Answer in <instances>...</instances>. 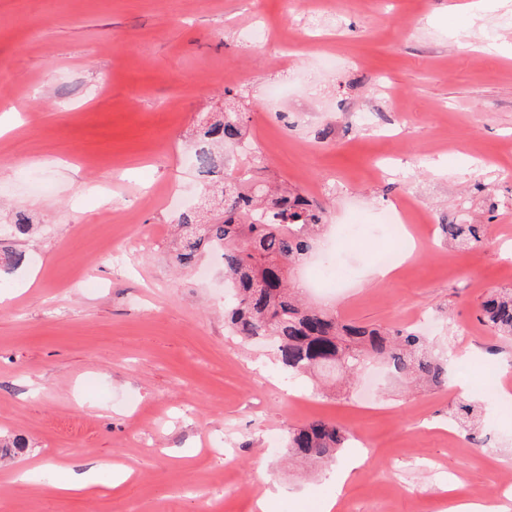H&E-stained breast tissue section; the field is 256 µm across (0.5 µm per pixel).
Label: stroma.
<instances>
[{
    "mask_svg": "<svg viewBox=\"0 0 512 512\" xmlns=\"http://www.w3.org/2000/svg\"><path fill=\"white\" fill-rule=\"evenodd\" d=\"M0 0V236L17 214L22 265L0 278V512H448L451 477L490 503L512 493V407L484 398L485 370L512 388V341L478 319L512 288V0ZM305 33L276 57L245 28ZM284 87L282 101L270 86ZM235 96L263 178L317 196L348 246L323 233L341 287L315 294L345 320L414 327L454 367L423 390L374 363L341 396L287 380L265 342L224 327L219 254L170 263L172 221L202 181L188 160L199 121ZM373 111L381 123H355ZM428 244L394 278L367 275L401 233L383 221L404 195ZM481 224L480 245L442 224ZM465 369H458V360ZM466 383L496 428L449 439ZM354 437L335 461L288 465L289 429L313 419ZM362 463L338 485L351 455ZM110 459L125 483L93 497L54 493L56 464ZM16 466L24 484L7 482Z\"/></svg>",
    "mask_w": 512,
    "mask_h": 512,
    "instance_id": "obj_1",
    "label": "stroma"
}]
</instances>
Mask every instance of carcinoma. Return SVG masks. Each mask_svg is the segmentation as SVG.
I'll use <instances>...</instances> for the list:
<instances>
[{
  "label": "carcinoma",
  "mask_w": 512,
  "mask_h": 512,
  "mask_svg": "<svg viewBox=\"0 0 512 512\" xmlns=\"http://www.w3.org/2000/svg\"><path fill=\"white\" fill-rule=\"evenodd\" d=\"M243 138L240 112H222L206 121L193 145L195 167L206 179L203 201L224 207V219L202 221L196 211L178 215L175 261L195 265L209 250H221L224 276L235 288L224 319L241 340L269 339L290 375L306 376L338 359L355 376L365 364L380 360L400 377L432 387L448 384V356L412 328L391 329L346 321L334 313L307 307L289 284L294 267L315 248L326 224V210L308 195L270 187L255 176L233 173L228 154ZM442 235L468 248L480 242L479 224H441ZM0 261L22 264V254L0 241ZM481 320L500 337L512 340V289L492 292L480 305ZM476 404L459 401L450 417L464 427ZM353 438L345 426L311 420L288 433L289 455L328 463Z\"/></svg>",
  "instance_id": "1"
}]
</instances>
